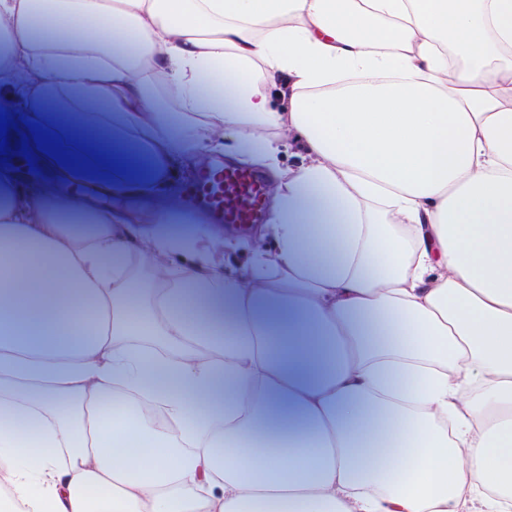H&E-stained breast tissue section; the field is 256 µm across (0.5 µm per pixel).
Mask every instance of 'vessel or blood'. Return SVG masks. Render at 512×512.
<instances>
[{
	"instance_id": "vessel-or-blood-1",
	"label": "vessel or blood",
	"mask_w": 512,
	"mask_h": 512,
	"mask_svg": "<svg viewBox=\"0 0 512 512\" xmlns=\"http://www.w3.org/2000/svg\"><path fill=\"white\" fill-rule=\"evenodd\" d=\"M193 196L224 224L258 223L269 204L255 173L219 162L194 185Z\"/></svg>"
}]
</instances>
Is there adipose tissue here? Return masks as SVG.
Wrapping results in <instances>:
<instances>
[{
    "label": "adipose tissue",
    "mask_w": 512,
    "mask_h": 512,
    "mask_svg": "<svg viewBox=\"0 0 512 512\" xmlns=\"http://www.w3.org/2000/svg\"><path fill=\"white\" fill-rule=\"evenodd\" d=\"M0 109L162 203L0 162V512H512V0H0ZM285 139L250 267L170 230ZM17 155L23 161V165L21 166L23 169L22 172L25 175L26 181L30 184L39 185L52 183L57 187V192L63 196H75L82 200L90 198L100 204L105 205L106 203L112 206V195L103 194L92 187L82 186H80L78 192L75 193L74 185L61 181L45 172L34 157L31 156V159H26V155H23L21 148L17 151Z\"/></svg>",
    "instance_id": "obj_1"
}]
</instances>
